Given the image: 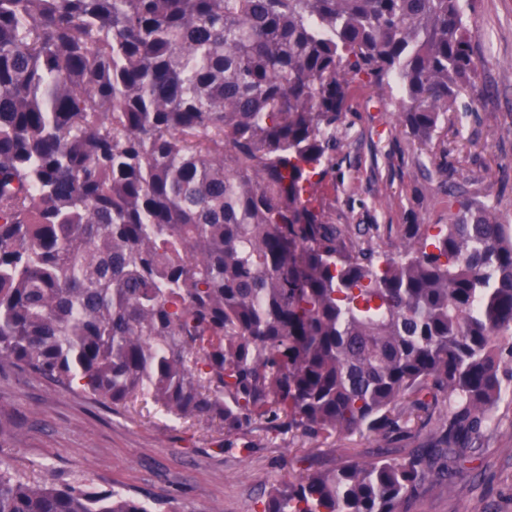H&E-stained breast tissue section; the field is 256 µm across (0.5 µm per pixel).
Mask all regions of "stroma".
Returning <instances> with one entry per match:
<instances>
[{
    "label": "stroma",
    "instance_id": "obj_1",
    "mask_svg": "<svg viewBox=\"0 0 512 512\" xmlns=\"http://www.w3.org/2000/svg\"><path fill=\"white\" fill-rule=\"evenodd\" d=\"M472 47L481 61L429 144L408 137L390 96L356 90L336 128V156L319 201L328 223L390 257L408 224H445L449 195L496 209L512 224V0H475ZM408 434L327 439L253 423L163 416L151 400L111 410L15 369L0 373V469L56 485L115 488L155 512H257L264 491L307 469L397 457L427 447L435 425ZM512 512V401L503 400L478 460L453 485L426 481L409 512Z\"/></svg>",
    "mask_w": 512,
    "mask_h": 512
}]
</instances>
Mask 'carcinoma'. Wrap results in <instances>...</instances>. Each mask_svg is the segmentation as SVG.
Instances as JSON below:
<instances>
[{
  "instance_id": "carcinoma-1",
  "label": "carcinoma",
  "mask_w": 512,
  "mask_h": 512,
  "mask_svg": "<svg viewBox=\"0 0 512 512\" xmlns=\"http://www.w3.org/2000/svg\"><path fill=\"white\" fill-rule=\"evenodd\" d=\"M464 0H0V372L106 407L427 448L261 512H408L512 393V224L465 205L350 248L313 196L362 85L426 145L476 88ZM0 512H150L0 469Z\"/></svg>"
}]
</instances>
